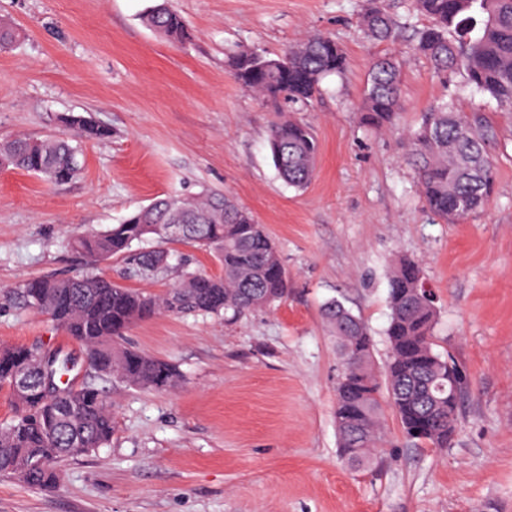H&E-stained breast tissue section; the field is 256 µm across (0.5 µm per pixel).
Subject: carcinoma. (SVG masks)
Returning <instances> with one entry per match:
<instances>
[{
    "label": "carcinoma",
    "instance_id": "1",
    "mask_svg": "<svg viewBox=\"0 0 512 512\" xmlns=\"http://www.w3.org/2000/svg\"><path fill=\"white\" fill-rule=\"evenodd\" d=\"M409 7L428 20L416 31L413 49L427 57L439 74L463 72L467 87L495 103L496 109L512 112V0H410ZM142 20L170 42L190 40L186 20L164 0L150 7ZM360 23L374 40L393 43L399 36L397 22L377 4L366 9ZM345 66L343 49L316 35L275 57L248 49L229 61L235 81L275 104L307 102L326 76L342 72ZM399 77L392 59L375 62L364 94L363 124L376 129L393 124L401 107ZM60 122L65 131L58 135L1 142L0 165L65 183L81 168L71 138H112L111 128L95 122L75 123L65 117ZM496 136L487 113L459 111L452 94L422 114L409 133V162L433 215L458 223L485 211L497 179L487 146ZM269 150L288 186L303 190L311 183L320 144L309 126L293 119L275 122ZM175 239L213 253L222 274L186 271L176 286L161 295L97 276H44L21 285L23 298L86 348L96 376L157 391L170 389L179 379L172 364L117 346L131 324L160 313L222 314L232 321L269 309L288 296L287 272L265 227L220 192L157 197L111 228L75 239L73 247L94 261L121 257L140 273L153 275L165 269L167 254L162 249L142 251L139 245ZM420 281L418 260L402 257L394 262L385 329L389 353L381 381L374 370V341L365 321L339 298L323 306L342 363L334 419L339 457L349 469L368 470L380 458L387 443L386 408L416 447L443 450L453 441L461 379L448 383L450 359L436 350V310ZM35 355L24 345H1L0 387L5 385L15 394L20 370ZM29 382L28 394L14 402L13 418L0 425V473L30 488H54L62 479L59 462L91 454L112 439V402L94 384L49 398L41 393L38 373L30 374Z\"/></svg>",
    "mask_w": 512,
    "mask_h": 512
}]
</instances>
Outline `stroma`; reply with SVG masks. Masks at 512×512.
Wrapping results in <instances>:
<instances>
[{
  "instance_id": "obj_1",
  "label": "stroma",
  "mask_w": 512,
  "mask_h": 512,
  "mask_svg": "<svg viewBox=\"0 0 512 512\" xmlns=\"http://www.w3.org/2000/svg\"><path fill=\"white\" fill-rule=\"evenodd\" d=\"M156 2L0 0V24L16 32L0 52V142L59 134L70 112L112 130L83 144L67 183L0 168V345L60 352L80 387L93 379L82 347L24 303V282L92 273L161 294L183 271L221 274L212 253L183 242L167 244L168 270L156 277L71 247L165 194L218 191L250 210L279 248L288 296L231 323L195 313L132 324L124 346L173 364L179 384L106 381L109 445L61 463L53 489L0 475V512H512V113L466 90L462 72L437 76L410 39H366V0H170L192 32L182 45L143 24ZM313 34L335 40L348 67L310 104L276 109L228 72L239 51L275 56ZM392 51L400 118L377 131L359 113L372 63ZM453 91L461 111L490 113L498 130L488 146L495 192L464 224L425 210L407 164L409 130ZM283 116L309 125L321 146L301 191L279 178L268 148ZM398 255L419 260L435 342L461 371L457 431L439 452L407 444L387 419L390 447L353 471L337 452L341 364L322 307L343 298L383 364Z\"/></svg>"
}]
</instances>
